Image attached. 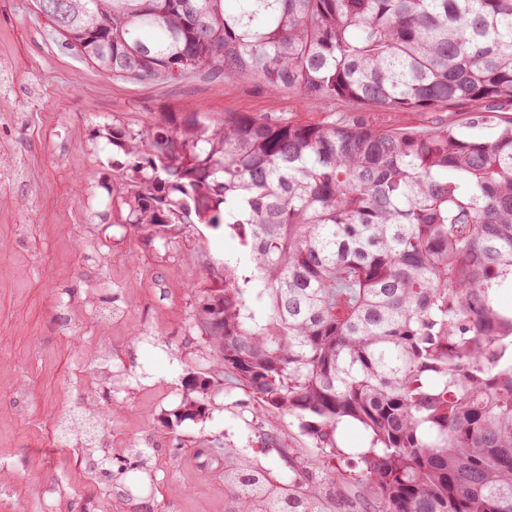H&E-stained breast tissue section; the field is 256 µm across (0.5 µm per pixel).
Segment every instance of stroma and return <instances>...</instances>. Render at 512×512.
<instances>
[{
    "instance_id": "35a3bbf8",
    "label": "stroma",
    "mask_w": 512,
    "mask_h": 512,
    "mask_svg": "<svg viewBox=\"0 0 512 512\" xmlns=\"http://www.w3.org/2000/svg\"><path fill=\"white\" fill-rule=\"evenodd\" d=\"M0 149L22 177L0 182V512H224V473L201 469L213 441L247 453L279 479L288 467L272 438L310 452L296 418L257 416L256 402L218 368L199 324V296L240 239L205 224L163 236L128 220L127 158L112 145L113 122L153 126L164 112L257 114L296 123L359 122L429 132L466 125L467 105L392 112L346 100L270 92L251 78L191 74L176 82L116 79L66 48L35 0H0ZM112 354L125 382L109 386L97 357ZM224 381L205 416L163 425L186 380ZM108 418L106 447L49 443L60 418L81 419L87 398ZM131 448L139 457L128 456ZM93 457L85 475L71 459Z\"/></svg>"
}]
</instances>
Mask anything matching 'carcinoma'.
Returning a JSON list of instances; mask_svg holds the SVG:
<instances>
[{
    "label": "carcinoma",
    "mask_w": 512,
    "mask_h": 512,
    "mask_svg": "<svg viewBox=\"0 0 512 512\" xmlns=\"http://www.w3.org/2000/svg\"><path fill=\"white\" fill-rule=\"evenodd\" d=\"M39 14L117 78L250 76L269 90L395 112L454 103L474 136L166 112L112 125L130 221L199 222L243 250L201 295L200 323L258 410L316 444L283 486L224 449L225 512H512V0H62ZM204 374L165 420L205 412ZM361 468L331 465L343 423Z\"/></svg>",
    "instance_id": "1"
}]
</instances>
